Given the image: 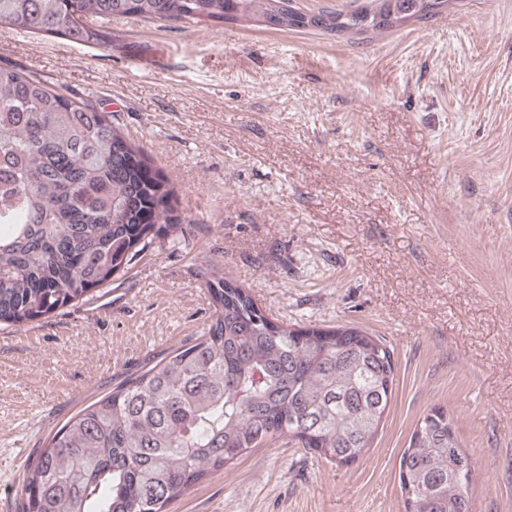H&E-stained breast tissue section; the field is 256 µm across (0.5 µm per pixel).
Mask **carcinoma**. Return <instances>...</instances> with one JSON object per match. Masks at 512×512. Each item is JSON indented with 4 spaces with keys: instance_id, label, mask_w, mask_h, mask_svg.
<instances>
[{
    "instance_id": "obj_1",
    "label": "carcinoma",
    "mask_w": 512,
    "mask_h": 512,
    "mask_svg": "<svg viewBox=\"0 0 512 512\" xmlns=\"http://www.w3.org/2000/svg\"><path fill=\"white\" fill-rule=\"evenodd\" d=\"M455 0H0V26L112 49V19L243 20L367 39ZM189 224L163 170L112 113L0 64V324L21 328L125 272ZM203 335L72 416L26 465L22 512H166L253 448L284 440L346 464L372 447L393 393V353L350 325L270 321L217 270ZM474 468L448 409L418 420L399 461L405 512H471Z\"/></svg>"
}]
</instances>
